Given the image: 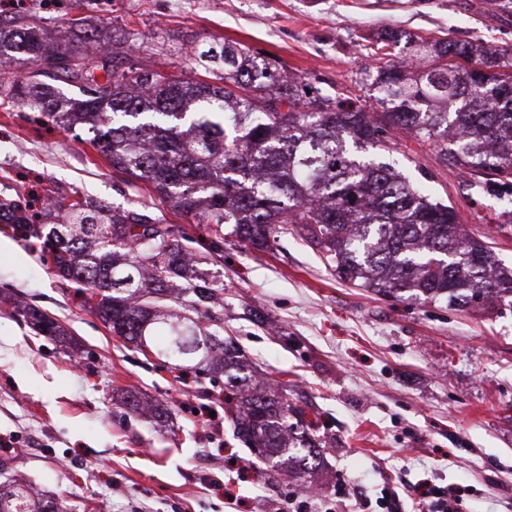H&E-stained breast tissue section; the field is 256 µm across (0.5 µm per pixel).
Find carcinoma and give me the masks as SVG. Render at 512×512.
Returning a JSON list of instances; mask_svg holds the SVG:
<instances>
[{
    "label": "carcinoma",
    "instance_id": "cac0c4a2",
    "mask_svg": "<svg viewBox=\"0 0 512 512\" xmlns=\"http://www.w3.org/2000/svg\"><path fill=\"white\" fill-rule=\"evenodd\" d=\"M418 67L377 69L381 111L341 88L323 92L282 74L280 61L226 40L199 55L207 79L184 81L147 67L122 66L96 28L49 38L0 15V58L17 74L11 98L68 130L116 172L141 181L197 223L207 250L187 251V232L146 210L85 199L38 224L29 205L0 200V223L50 247L55 278L75 283L83 305L135 349L175 369L226 377L234 434L286 470L303 452L319 457V422L272 382H254L237 341L224 336V282L213 254L232 240L262 252L289 234L318 252L342 280L375 294L467 308H512V267L489 243L462 231L453 205L413 184L389 162L393 137L430 145L440 162L512 185V48L405 36ZM77 89L63 93L58 84ZM24 316L46 336L58 325L34 308ZM0 512H57L50 496L0 482Z\"/></svg>",
    "mask_w": 512,
    "mask_h": 512
}]
</instances>
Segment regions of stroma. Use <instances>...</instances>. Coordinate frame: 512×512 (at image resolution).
Listing matches in <instances>:
<instances>
[{
    "mask_svg": "<svg viewBox=\"0 0 512 512\" xmlns=\"http://www.w3.org/2000/svg\"><path fill=\"white\" fill-rule=\"evenodd\" d=\"M13 16L57 36L89 20L131 63L190 79L196 48L227 39L270 53L287 74L329 91L368 89L371 39L512 47V8L495 0H22ZM19 64L0 62V198L41 210L99 199L182 218L128 180L73 132L12 102ZM394 159L460 224L487 235L512 263V189L442 164L400 135ZM224 329L257 372L310 400L332 447L304 482L253 458L224 412V387L144 357L49 272L40 252L0 232V447L5 475L53 495L64 512H271L273 500L315 487L307 512H381L385 492L412 512L421 483L460 489L466 512H512V311H469L383 297L342 281L301 241L274 250L225 245ZM48 314L42 336L14 308ZM118 389L167 407L165 425L113 401Z\"/></svg>",
    "mask_w": 512,
    "mask_h": 512,
    "instance_id": "1",
    "label": "stroma"
}]
</instances>
